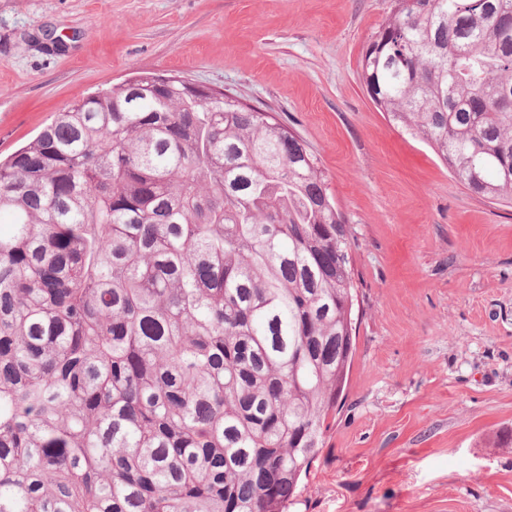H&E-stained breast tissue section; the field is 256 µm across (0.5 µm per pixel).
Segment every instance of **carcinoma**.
<instances>
[{
    "mask_svg": "<svg viewBox=\"0 0 512 512\" xmlns=\"http://www.w3.org/2000/svg\"><path fill=\"white\" fill-rule=\"evenodd\" d=\"M390 123L512 204V0H393ZM0 512H288L356 350L354 241L312 147L141 75L0 160Z\"/></svg>",
    "mask_w": 512,
    "mask_h": 512,
    "instance_id": "carcinoma-1",
    "label": "carcinoma"
}]
</instances>
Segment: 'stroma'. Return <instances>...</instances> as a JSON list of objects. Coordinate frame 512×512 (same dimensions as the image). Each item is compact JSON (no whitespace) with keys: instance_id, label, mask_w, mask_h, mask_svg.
I'll return each instance as SVG.
<instances>
[{"instance_id":"35a3bbf8","label":"stroma","mask_w":512,"mask_h":512,"mask_svg":"<svg viewBox=\"0 0 512 512\" xmlns=\"http://www.w3.org/2000/svg\"><path fill=\"white\" fill-rule=\"evenodd\" d=\"M392 0H0V155L140 73L274 113L356 242L343 406L289 512H512V208L468 191L360 80Z\"/></svg>"}]
</instances>
